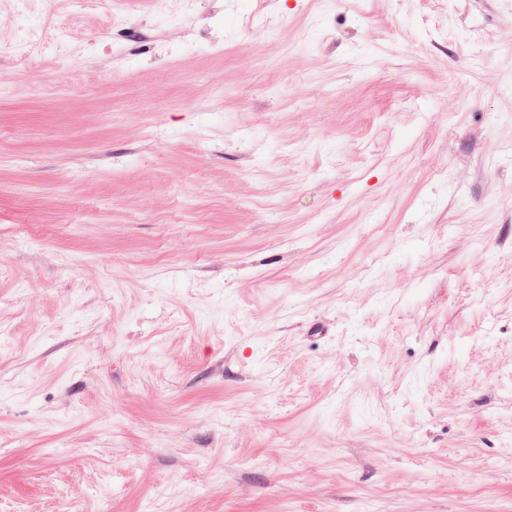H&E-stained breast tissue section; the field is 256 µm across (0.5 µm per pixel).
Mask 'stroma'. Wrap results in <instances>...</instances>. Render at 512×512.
<instances>
[{
    "mask_svg": "<svg viewBox=\"0 0 512 512\" xmlns=\"http://www.w3.org/2000/svg\"><path fill=\"white\" fill-rule=\"evenodd\" d=\"M0 0V512H512V0Z\"/></svg>",
    "mask_w": 512,
    "mask_h": 512,
    "instance_id": "obj_1",
    "label": "stroma"
}]
</instances>
